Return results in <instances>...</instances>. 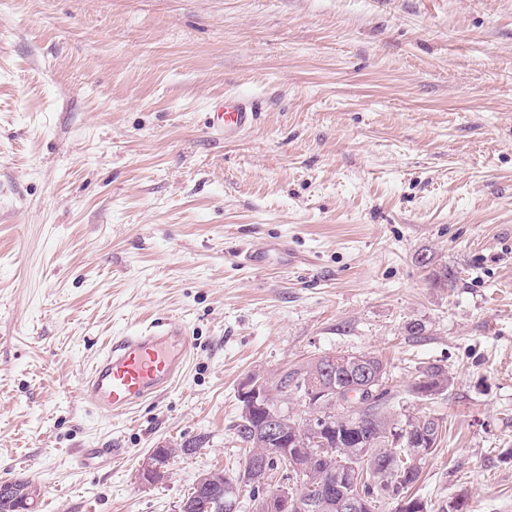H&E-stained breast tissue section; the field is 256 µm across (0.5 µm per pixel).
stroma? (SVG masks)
I'll return each instance as SVG.
<instances>
[{
    "label": "stroma",
    "mask_w": 512,
    "mask_h": 512,
    "mask_svg": "<svg viewBox=\"0 0 512 512\" xmlns=\"http://www.w3.org/2000/svg\"><path fill=\"white\" fill-rule=\"evenodd\" d=\"M238 94L228 139L209 112ZM165 318L182 376L99 413L88 367ZM351 353L442 424L426 512H512V0H0V479L36 512H177L241 462L245 381ZM430 364L453 382L415 397ZM254 103L245 97L233 100L224 99L221 112H213L217 124L224 130V137L229 138L249 128L255 119ZM156 449V448H155ZM153 449L146 457L143 459L141 464V477L144 482L147 484L153 485L158 483L155 478V470L161 471L158 465H153L154 461L150 460V457L153 456L154 450ZM172 450L168 448H159L155 451L154 457L159 463L161 467L166 468L165 472H167V467L169 465V461L172 457ZM36 496L32 482L24 474L0 481V512H21L20 505H33Z\"/></svg>",
    "instance_id": "stroma-1"
}]
</instances>
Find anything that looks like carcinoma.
<instances>
[{
    "instance_id": "carcinoma-1",
    "label": "carcinoma",
    "mask_w": 512,
    "mask_h": 512,
    "mask_svg": "<svg viewBox=\"0 0 512 512\" xmlns=\"http://www.w3.org/2000/svg\"><path fill=\"white\" fill-rule=\"evenodd\" d=\"M352 356L349 354L337 356H324L320 361L327 363L336 370V379L348 381V368L345 364L351 363ZM444 371L435 366L428 365L419 371V374L409 385V392L417 397L430 396L431 390L441 394L448 389L446 385H440V376ZM311 375V367H302L293 371L284 372L276 384V390L284 388H304ZM387 374H382L380 382L372 386L375 394L362 390L361 408L356 412L359 421L348 428L343 424L336 425V430L325 435L327 444L324 447L311 449L310 456L306 463L310 470L321 480L332 485L334 500L344 496L365 495L368 499V506L364 512H385L389 501L398 498L410 497L416 502L418 498L409 496L410 489L420 480L421 469L414 463L408 453V448L396 446L390 447L387 444V433L398 420L394 415L380 410V405L386 400L390 393L386 386ZM236 441L245 450L244 461H249L254 449L263 448L265 456L269 461L272 477L283 478L293 485H298L297 474L288 469V461L285 458L286 448L279 443L260 444L256 431L258 424L246 425L238 422L233 425ZM358 448H373L383 457L392 460L391 468L386 475V484L382 493L377 487L366 482H350L337 475L341 464L353 463V456ZM210 474L213 481L204 490L190 489L186 499L190 501V512H227L224 509L225 481L224 471L212 470ZM36 490L32 482L23 474L15 475L10 479L0 481V512H20V505L26 503L34 504Z\"/></svg>"
}]
</instances>
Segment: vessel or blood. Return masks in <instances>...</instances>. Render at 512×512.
<instances>
[{"instance_id":"1","label":"vessel or blood","mask_w":512,"mask_h":512,"mask_svg":"<svg viewBox=\"0 0 512 512\" xmlns=\"http://www.w3.org/2000/svg\"><path fill=\"white\" fill-rule=\"evenodd\" d=\"M254 109L253 102L243 97L225 101L216 115L225 137L249 128ZM190 349L189 333L175 319L112 337L84 378L81 392L101 412L127 414L173 385L183 373Z\"/></svg>"}]
</instances>
